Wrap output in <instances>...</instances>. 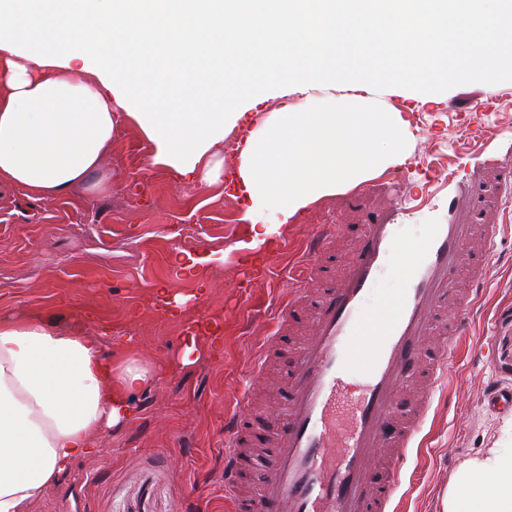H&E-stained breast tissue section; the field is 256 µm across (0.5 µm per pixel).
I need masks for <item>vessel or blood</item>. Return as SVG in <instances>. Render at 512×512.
<instances>
[{
	"instance_id": "1",
	"label": "vessel or blood",
	"mask_w": 512,
	"mask_h": 512,
	"mask_svg": "<svg viewBox=\"0 0 512 512\" xmlns=\"http://www.w3.org/2000/svg\"><path fill=\"white\" fill-rule=\"evenodd\" d=\"M468 197L455 187L447 223L430 225L414 243L400 237V221L412 211L396 195L373 210L310 321L287 384L284 421L272 434L245 437L247 392L224 416V490L232 512H389L401 464L437 391L456 371L459 344L472 333L499 254L502 225L477 216L459 220ZM340 235L337 224L312 227L301 272L276 309L274 332L288 326ZM394 257L399 286L381 290L380 275ZM356 378L362 388L344 429H337V404ZM481 392L490 410L512 414V386L493 379ZM256 447L267 450L262 489L242 500L236 491Z\"/></svg>"
}]
</instances>
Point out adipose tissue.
<instances>
[{
  "label": "adipose tissue",
  "instance_id": "ef3b65f1",
  "mask_svg": "<svg viewBox=\"0 0 512 512\" xmlns=\"http://www.w3.org/2000/svg\"><path fill=\"white\" fill-rule=\"evenodd\" d=\"M464 28L465 39L455 37ZM280 49L255 65L248 43ZM177 53L179 78L156 60ZM227 64L218 77L209 70ZM512 79V0H0V183L45 199L86 185L122 125L147 161L225 183L245 201L248 249L310 203L376 172L400 122L339 85L444 86ZM292 108L257 112L271 95ZM238 133L231 182L225 137ZM273 213V224L257 214ZM151 369L125 349L37 317L0 321V512H30L74 463L101 455ZM442 512H512V448L465 461Z\"/></svg>",
  "mask_w": 512,
  "mask_h": 512
}]
</instances>
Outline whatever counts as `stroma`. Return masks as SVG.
<instances>
[{"label":"stroma","instance_id":"stroma-1","mask_svg":"<svg viewBox=\"0 0 512 512\" xmlns=\"http://www.w3.org/2000/svg\"><path fill=\"white\" fill-rule=\"evenodd\" d=\"M478 88L471 81L430 94L408 87L377 94L405 125L400 151L385 158L376 179L416 195L422 158L447 161L460 184L492 179L512 166V80L497 86L484 111L448 109L449 99ZM479 126L492 128V136L466 145L462 130ZM150 152L130 124L115 134L98 187L47 200L0 185V318L36 315L64 331L86 326L93 335L130 344L155 369L135 412L102 436V455L77 462L31 512H228L224 412L251 384L252 359L271 341L280 355L267 369L254 424L275 429L298 339L271 338L267 319L299 270L297 253L311 226L338 224L347 238L356 230L339 196L317 199L280 227L271 279L246 288L248 265L236 247L246 237L243 205L223 187L192 185L148 167ZM183 251L208 258L197 280L177 264ZM159 284L184 293L205 288L190 315L222 321L217 356L178 364L184 322L150 307ZM474 333L488 342L482 351L464 353L446 400L433 406L405 465L395 512H441L462 463L512 435V417L489 410L480 398L488 380L512 383V267L495 263Z\"/></svg>","mask_w":512,"mask_h":512}]
</instances>
